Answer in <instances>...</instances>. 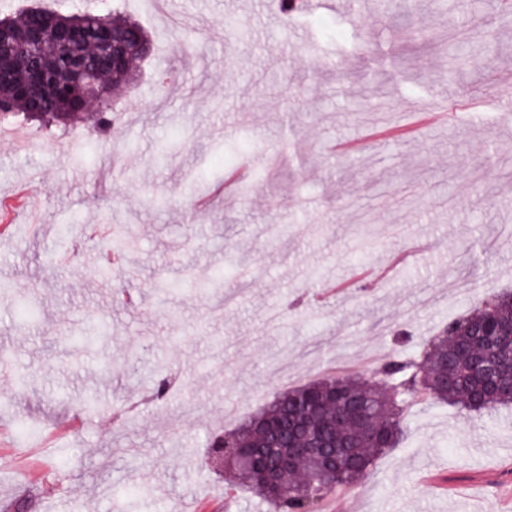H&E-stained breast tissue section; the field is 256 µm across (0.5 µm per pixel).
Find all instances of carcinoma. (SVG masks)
<instances>
[{"mask_svg":"<svg viewBox=\"0 0 512 512\" xmlns=\"http://www.w3.org/2000/svg\"><path fill=\"white\" fill-rule=\"evenodd\" d=\"M3 20L17 32H39L36 40L6 37L0 43V125L22 117L49 131L48 115L89 118L96 131L105 133L121 123L114 98L134 79L139 61L152 53L144 28L117 10L83 7L60 12L33 7ZM121 39L127 49L123 66L112 67V52L102 43L103 29ZM84 61L92 75L73 70ZM488 322L512 325V290L478 302L476 312L448 321L420 358L390 356L375 373L357 377L332 374L321 380L279 390L256 414L227 435L238 448H254L266 441L259 423L285 414L304 416L307 404L321 396L336 395V404L320 410L310 430L336 434L346 444L336 449V464L324 467L312 458L299 460L283 475V492L270 495L250 468L227 457L231 477L255 490L272 512H316L314 505L338 488L352 487L368 474L374 458L395 448L408 428L406 407L416 397L424 404H450L471 417H483L512 407V384L485 389L493 374L477 368L491 357L512 359L508 344H479L475 336ZM354 399L359 413L343 418L342 404Z\"/></svg>","mask_w":512,"mask_h":512,"instance_id":"carcinoma-1","label":"carcinoma"}]
</instances>
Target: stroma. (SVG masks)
Instances as JSON below:
<instances>
[{"instance_id":"1","label":"stroma","mask_w":512,"mask_h":512,"mask_svg":"<svg viewBox=\"0 0 512 512\" xmlns=\"http://www.w3.org/2000/svg\"><path fill=\"white\" fill-rule=\"evenodd\" d=\"M97 4L155 45L116 101L121 127L0 141V196L31 185L40 219L0 235V512H270L210 457L225 408L249 415L331 360L418 353L474 305L449 279L512 289V126L494 86L512 77V25L499 0H312L278 24L279 0ZM422 103L447 121L331 153ZM243 143L245 193L180 207ZM392 247L416 250L392 279L320 299ZM76 334L95 340L77 350ZM408 422L357 485L359 512H480L484 497L512 512V424L442 404Z\"/></svg>"}]
</instances>
